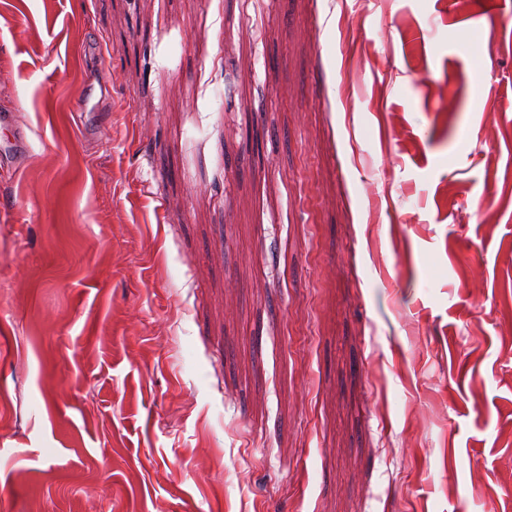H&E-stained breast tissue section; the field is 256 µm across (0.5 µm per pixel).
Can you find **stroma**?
I'll use <instances>...</instances> for the list:
<instances>
[{
	"mask_svg": "<svg viewBox=\"0 0 512 512\" xmlns=\"http://www.w3.org/2000/svg\"><path fill=\"white\" fill-rule=\"evenodd\" d=\"M505 2L0 0V512H512Z\"/></svg>",
	"mask_w": 512,
	"mask_h": 512,
	"instance_id": "35a3bbf8",
	"label": "stroma"
}]
</instances>
